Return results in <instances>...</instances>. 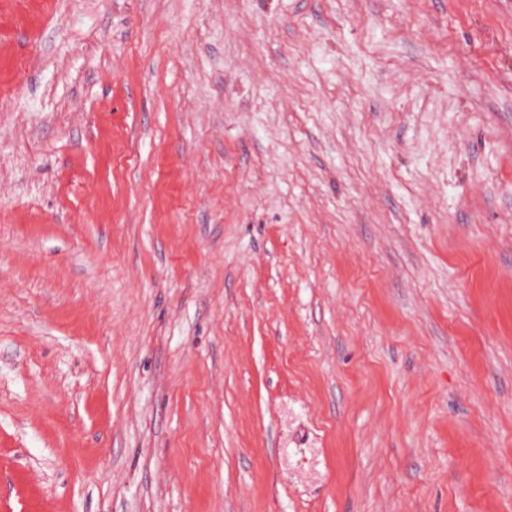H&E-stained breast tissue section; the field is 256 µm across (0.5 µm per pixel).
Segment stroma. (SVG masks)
<instances>
[{
  "label": "stroma",
  "mask_w": 512,
  "mask_h": 512,
  "mask_svg": "<svg viewBox=\"0 0 512 512\" xmlns=\"http://www.w3.org/2000/svg\"><path fill=\"white\" fill-rule=\"evenodd\" d=\"M0 512H512V0H0Z\"/></svg>",
  "instance_id": "1"
}]
</instances>
